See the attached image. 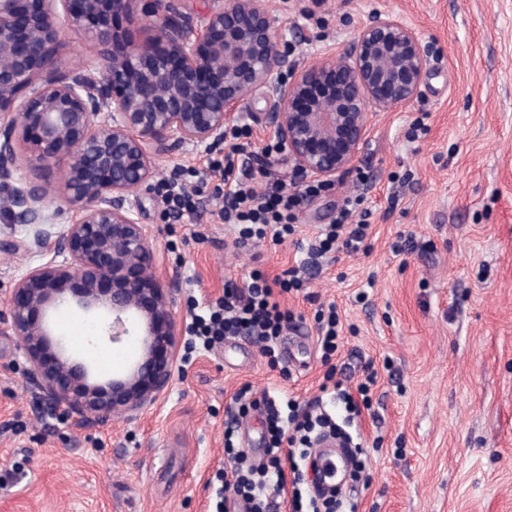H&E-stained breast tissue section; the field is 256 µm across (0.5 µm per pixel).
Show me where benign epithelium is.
Masks as SVG:
<instances>
[{
	"label": "benign epithelium",
	"mask_w": 512,
	"mask_h": 512,
	"mask_svg": "<svg viewBox=\"0 0 512 512\" xmlns=\"http://www.w3.org/2000/svg\"><path fill=\"white\" fill-rule=\"evenodd\" d=\"M121 13L154 18L146 44L121 37ZM66 33L86 55L54 50ZM293 46L258 0H211L198 24L175 0H0V213L26 230L0 250L41 257L10 288L6 321L43 403L73 425L135 419L174 375L180 285L153 273L144 223L154 156L220 147L257 92L294 183L329 185L352 165L373 115L416 99L429 58L405 19L379 14L308 66ZM58 169L71 212L62 229L45 190ZM68 307L103 314L97 332L110 342H138L125 370L92 376L67 355L53 317Z\"/></svg>",
	"instance_id": "obj_1"
}]
</instances>
